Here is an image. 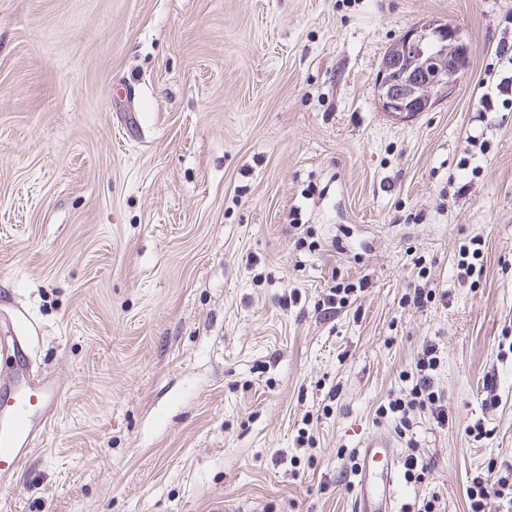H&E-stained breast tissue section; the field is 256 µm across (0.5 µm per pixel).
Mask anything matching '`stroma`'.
I'll return each mask as SVG.
<instances>
[{"label":"stroma","instance_id":"1","mask_svg":"<svg viewBox=\"0 0 512 512\" xmlns=\"http://www.w3.org/2000/svg\"><path fill=\"white\" fill-rule=\"evenodd\" d=\"M432 19L470 71L392 120L380 61ZM505 43L512 0H0V385L61 389L0 512H352L348 454L405 453L375 411L428 342L448 424L416 415L398 502L467 512L512 468V109H475ZM408 444L409 448H407L408 450L404 458V475L408 481L414 480V482H418L425 475V471H427V464L423 460L425 453L421 448H416L411 439ZM488 469L486 473H478L469 480L466 488L468 512H486L491 500H498L512 506V470L505 475L493 473Z\"/></svg>","mask_w":512,"mask_h":512}]
</instances>
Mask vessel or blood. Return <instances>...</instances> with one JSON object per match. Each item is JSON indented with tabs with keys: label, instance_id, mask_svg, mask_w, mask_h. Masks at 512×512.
<instances>
[{
	"label": "vessel or blood",
	"instance_id": "1",
	"mask_svg": "<svg viewBox=\"0 0 512 512\" xmlns=\"http://www.w3.org/2000/svg\"><path fill=\"white\" fill-rule=\"evenodd\" d=\"M59 398L56 383L25 374L0 393V481L10 479L33 451L47 417ZM355 512H394L398 458L395 444L384 434L361 443Z\"/></svg>",
	"mask_w": 512,
	"mask_h": 512
}]
</instances>
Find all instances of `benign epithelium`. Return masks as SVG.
Segmentation results:
<instances>
[{
  "label": "benign epithelium",
  "instance_id": "1",
  "mask_svg": "<svg viewBox=\"0 0 512 512\" xmlns=\"http://www.w3.org/2000/svg\"><path fill=\"white\" fill-rule=\"evenodd\" d=\"M469 55L460 30L428 20L404 32L388 49L375 80L382 111L413 119L448 97L467 74Z\"/></svg>",
  "mask_w": 512,
  "mask_h": 512
}]
</instances>
